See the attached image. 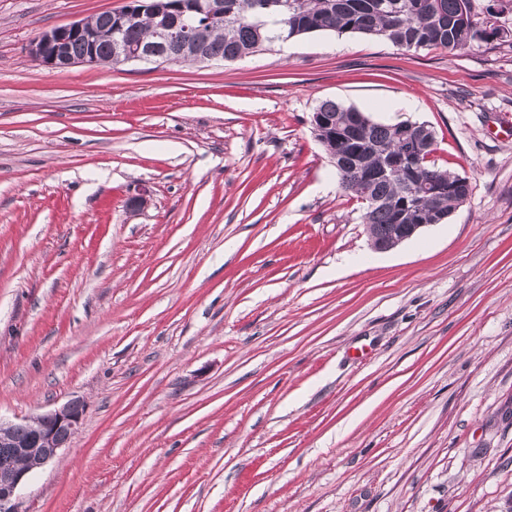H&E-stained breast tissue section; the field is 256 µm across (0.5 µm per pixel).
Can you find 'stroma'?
<instances>
[{
	"label": "stroma",
	"mask_w": 512,
	"mask_h": 512,
	"mask_svg": "<svg viewBox=\"0 0 512 512\" xmlns=\"http://www.w3.org/2000/svg\"><path fill=\"white\" fill-rule=\"evenodd\" d=\"M127 2L0 0V419L84 404L23 512H507L512 44L29 57ZM326 99L427 124L467 200L374 249Z\"/></svg>",
	"instance_id": "1"
}]
</instances>
